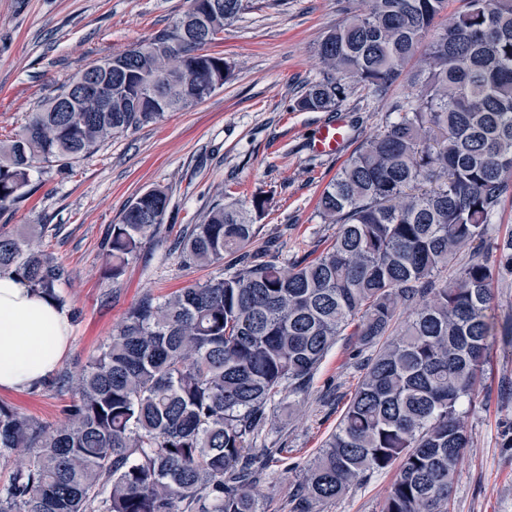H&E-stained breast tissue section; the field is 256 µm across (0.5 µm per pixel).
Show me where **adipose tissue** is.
<instances>
[{
    "label": "adipose tissue",
    "instance_id": "obj_1",
    "mask_svg": "<svg viewBox=\"0 0 512 512\" xmlns=\"http://www.w3.org/2000/svg\"><path fill=\"white\" fill-rule=\"evenodd\" d=\"M71 333L66 312L15 276L0 275V389H25L48 377Z\"/></svg>",
    "mask_w": 512,
    "mask_h": 512
}]
</instances>
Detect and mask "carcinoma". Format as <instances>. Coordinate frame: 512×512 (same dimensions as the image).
Returning a JSON list of instances; mask_svg holds the SVG:
<instances>
[{"label":"carcinoma","instance_id":"1","mask_svg":"<svg viewBox=\"0 0 512 512\" xmlns=\"http://www.w3.org/2000/svg\"><path fill=\"white\" fill-rule=\"evenodd\" d=\"M171 28L110 58L112 111L48 98L0 140V215L41 168H67L119 133L187 110L224 86L219 44L248 0H189ZM369 0L318 44L321 77L292 109L336 112L356 83L396 117L323 188L333 243L283 265L250 249L268 200L212 206L183 227L179 258L237 269L145 296L77 372L32 387L69 397L50 429L0 403V512H263L260 476L288 454L262 444L282 394L305 392L338 337L372 351L336 429L303 469L288 512H321L397 468L380 512H448L468 447L460 406L474 397L497 327L493 283L512 275V233L493 234L512 199V0ZM411 76L415 93L390 98ZM160 188L135 197L104 243L113 282L165 223ZM46 225L0 229V274L59 307L69 272L34 245ZM469 250L467 257L458 254ZM401 304L414 307L396 324Z\"/></svg>","mask_w":512,"mask_h":512}]
</instances>
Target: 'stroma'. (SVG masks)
I'll return each instance as SVG.
<instances>
[{
	"label": "stroma",
	"instance_id": "1",
	"mask_svg": "<svg viewBox=\"0 0 512 512\" xmlns=\"http://www.w3.org/2000/svg\"><path fill=\"white\" fill-rule=\"evenodd\" d=\"M365 6V0H252L217 47L233 67L222 88L187 111L115 135L64 171L44 170L36 191L0 215L10 231L46 225L41 249L70 272L64 292L72 335L63 366L80 370L143 296H164L213 275V268L181 262L173 246L183 226L199 223L214 203L266 196L252 247L276 246L284 263L317 256L332 242L336 227L323 223L318 196L347 154L389 121L388 107L360 86L331 114L299 112L292 104L320 76L316 48L324 32L347 10ZM188 7V0H0V139L13 136L78 71L170 28ZM331 118L346 122L349 139L343 153L317 154L310 143ZM152 188L169 194L166 222L124 276L110 281L102 259L108 228ZM360 361L353 339L341 337L298 411L284 399L272 405L266 443L289 454L259 486L266 512H282L304 466L335 429L360 380ZM1 401L51 427L64 420L65 400L50 392L0 389ZM461 410L469 447L451 512H512V447L503 440L512 424V335L492 337L486 376ZM393 478L372 476L322 512H380Z\"/></svg>",
	"mask_w": 512,
	"mask_h": 512
}]
</instances>
